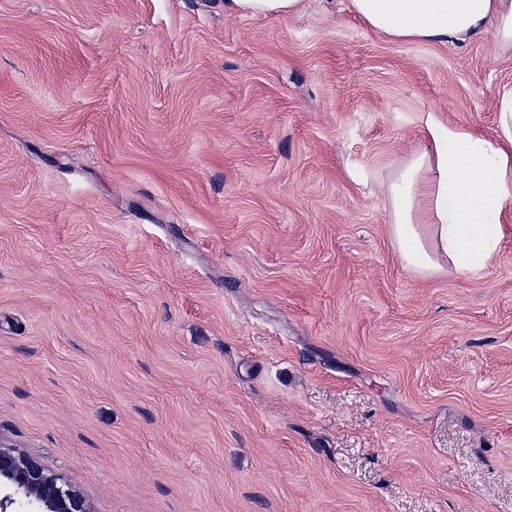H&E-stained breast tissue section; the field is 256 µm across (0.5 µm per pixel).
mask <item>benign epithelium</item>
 Segmentation results:
<instances>
[{
	"label": "benign epithelium",
	"mask_w": 512,
	"mask_h": 512,
	"mask_svg": "<svg viewBox=\"0 0 512 512\" xmlns=\"http://www.w3.org/2000/svg\"><path fill=\"white\" fill-rule=\"evenodd\" d=\"M21 494L35 512H93L90 502L37 459L0 445V512H8Z\"/></svg>",
	"instance_id": "7a95c632"
}]
</instances>
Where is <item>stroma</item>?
<instances>
[{
	"mask_svg": "<svg viewBox=\"0 0 512 512\" xmlns=\"http://www.w3.org/2000/svg\"><path fill=\"white\" fill-rule=\"evenodd\" d=\"M510 89L345 0H0V441L94 512H512V214L422 279L344 173ZM302 0H224V12L243 17L285 16L298 11Z\"/></svg>",
	"mask_w": 512,
	"mask_h": 512,
	"instance_id": "35a3bbf8",
	"label": "stroma"
}]
</instances>
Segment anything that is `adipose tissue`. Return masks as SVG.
<instances>
[{
    "label": "adipose tissue",
    "mask_w": 512,
    "mask_h": 512,
    "mask_svg": "<svg viewBox=\"0 0 512 512\" xmlns=\"http://www.w3.org/2000/svg\"><path fill=\"white\" fill-rule=\"evenodd\" d=\"M349 10L393 42L461 46L493 26L512 46V0H348ZM424 137L382 187L399 259L423 278L453 265L484 271L512 211V90L498 103V134L446 124L425 113Z\"/></svg>",
    "instance_id": "ef3b65f1"
}]
</instances>
